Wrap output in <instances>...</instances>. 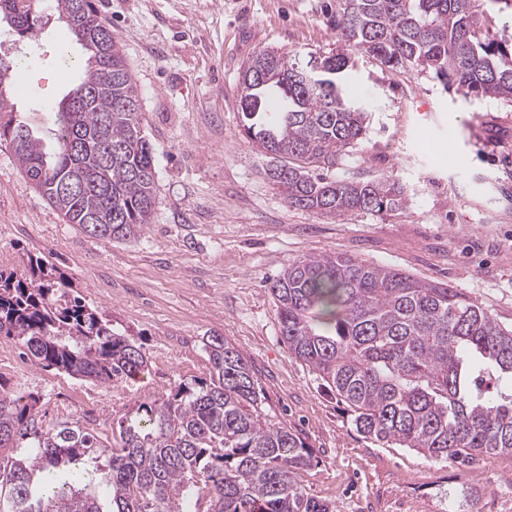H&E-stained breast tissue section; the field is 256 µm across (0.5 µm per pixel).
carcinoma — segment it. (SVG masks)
<instances>
[{
    "label": "carcinoma",
    "instance_id": "carcinoma-1",
    "mask_svg": "<svg viewBox=\"0 0 512 512\" xmlns=\"http://www.w3.org/2000/svg\"><path fill=\"white\" fill-rule=\"evenodd\" d=\"M53 0V12L86 53L78 85L42 125L14 111L18 67L0 59V141L68 224L125 239L149 223L154 148L140 92L93 0ZM19 38L43 27L34 0H0ZM344 49L328 56L263 50L243 68L246 138L272 158L265 170L291 206L336 217L397 211L386 180L346 182L323 171L364 138L367 115L346 100L342 75L365 51L391 69L419 68L466 96L512 101V41L497 38L483 0H336ZM315 61V79L307 65ZM78 175L81 189L61 186ZM73 292L40 258L0 271V335L21 341L40 366L110 384L147 366L142 347ZM288 353L315 369L366 437L413 448L433 461L471 464L512 454V329L457 289L336 254L296 260L270 285ZM208 373L184 379L112 420L102 434L80 420L47 422L40 398L0 391V464L9 512H333L306 493L302 438L263 418L254 372L224 337L205 344ZM110 489L106 503L92 492Z\"/></svg>",
    "mask_w": 512,
    "mask_h": 512
}]
</instances>
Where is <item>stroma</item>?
<instances>
[{
    "label": "stroma",
    "mask_w": 512,
    "mask_h": 512,
    "mask_svg": "<svg viewBox=\"0 0 512 512\" xmlns=\"http://www.w3.org/2000/svg\"><path fill=\"white\" fill-rule=\"evenodd\" d=\"M140 93L155 147V205L127 239L66 223L0 146V270L42 256L86 303L142 344L148 368L112 385L31 363L0 336V388L35 395L46 420L92 417L205 376L204 342L223 337L251 364L262 415L314 451L298 474L335 512H512V454L470 466L360 434L347 406L282 342L269 280L288 263L336 253L457 288L512 326V102L464 96L433 74L392 70L358 52L345 83L370 115L365 138L331 177L394 180L405 209L336 217L289 206L246 139L239 75L264 49L326 56L336 0H94ZM69 35L50 19L37 40L0 25V57L25 62L17 111L44 121L73 84L58 63Z\"/></svg>",
    "instance_id": "35a3bbf8"
}]
</instances>
